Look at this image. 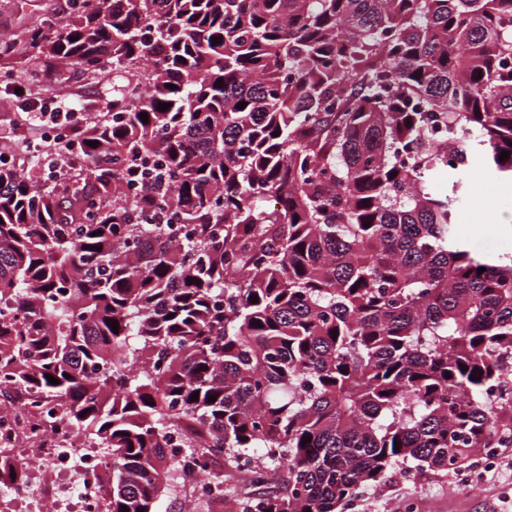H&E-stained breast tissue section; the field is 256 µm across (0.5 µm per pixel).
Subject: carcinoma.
I'll return each instance as SVG.
<instances>
[{"instance_id": "cac0c4a2", "label": "carcinoma", "mask_w": 512, "mask_h": 512, "mask_svg": "<svg viewBox=\"0 0 512 512\" xmlns=\"http://www.w3.org/2000/svg\"><path fill=\"white\" fill-rule=\"evenodd\" d=\"M73 8L26 50L123 83L41 183L0 125V382L111 457L104 512H158L180 453L228 512H345L512 448V253L455 236L468 160L512 179V0Z\"/></svg>"}]
</instances>
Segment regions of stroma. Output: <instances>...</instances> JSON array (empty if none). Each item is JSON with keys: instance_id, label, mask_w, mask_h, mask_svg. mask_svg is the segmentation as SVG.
Returning a JSON list of instances; mask_svg holds the SVG:
<instances>
[{"instance_id": "stroma-1", "label": "stroma", "mask_w": 512, "mask_h": 512, "mask_svg": "<svg viewBox=\"0 0 512 512\" xmlns=\"http://www.w3.org/2000/svg\"><path fill=\"white\" fill-rule=\"evenodd\" d=\"M71 15L70 0H0V36L12 39L35 23L65 20ZM44 57L21 54L0 56V115L19 111L21 98L14 88H33L53 95L66 91L72 103L85 112L104 111L120 79L111 70L85 73L56 65L50 80H39L47 65ZM469 188L456 224L457 236L479 254L512 252V182L490 176L479 158L469 161ZM512 494V479L484 483L472 490L460 477L450 479L412 473L387 477L366 494L365 512H406L408 501H417L422 512H492L497 498Z\"/></svg>"}]
</instances>
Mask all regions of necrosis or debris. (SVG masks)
Wrapping results in <instances>:
<instances>
[{
	"label": "necrosis or debris",
	"instance_id": "1",
	"mask_svg": "<svg viewBox=\"0 0 512 512\" xmlns=\"http://www.w3.org/2000/svg\"><path fill=\"white\" fill-rule=\"evenodd\" d=\"M0 446L23 459L29 474L0 496V512H104L98 477L107 458L86 447L73 428L60 422L45 431L5 399L0 401Z\"/></svg>",
	"mask_w": 512,
	"mask_h": 512
}]
</instances>
